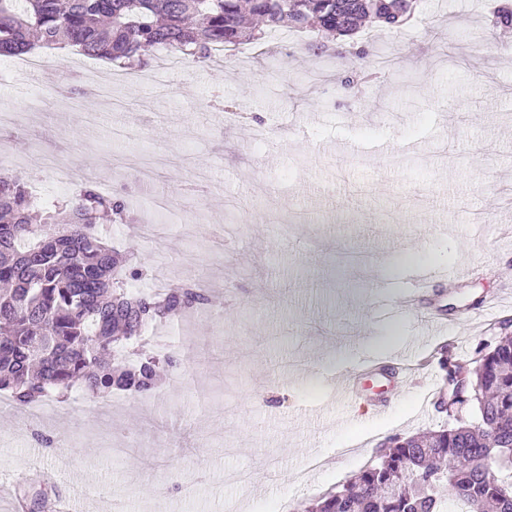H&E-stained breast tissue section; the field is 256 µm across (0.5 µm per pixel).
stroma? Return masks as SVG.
<instances>
[{
    "instance_id": "obj_1",
    "label": "stroma",
    "mask_w": 512,
    "mask_h": 512,
    "mask_svg": "<svg viewBox=\"0 0 512 512\" xmlns=\"http://www.w3.org/2000/svg\"><path fill=\"white\" fill-rule=\"evenodd\" d=\"M492 5L419 0L403 29L371 32L363 60L299 50L274 68L262 47L243 45L217 64L182 63L165 93L149 69L71 48L0 81L18 115L0 129L14 158L51 154L133 200L146 193L137 170L151 165L174 202H194L197 221L159 227L151 243L109 225L116 249L151 271L157 251L175 261L202 240L193 272L172 268L167 286L224 282L207 312L167 324L189 346L184 386L163 372L153 405L127 395L105 413L86 394L24 438L18 414L0 413V477L36 479L50 505L96 485L99 498L77 499L76 512H106L113 498L125 512H292L346 483L388 438L471 419L432 406L443 386L434 367L391 392L380 415L366 408L372 391L339 399L335 378L368 358L393 370L440 348L471 363L512 319L510 307L460 322L512 284V239L475 234L469 221L475 208L483 224L512 226V30L487 28ZM383 55L389 66L360 96L337 84V67ZM118 127L137 140L113 137ZM462 264L484 272L435 287L448 327L422 338L396 296L421 268ZM111 447L121 455L105 457ZM314 455L325 467L297 482Z\"/></svg>"
}]
</instances>
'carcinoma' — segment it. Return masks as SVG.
<instances>
[{
  "label": "carcinoma",
  "mask_w": 512,
  "mask_h": 512,
  "mask_svg": "<svg viewBox=\"0 0 512 512\" xmlns=\"http://www.w3.org/2000/svg\"><path fill=\"white\" fill-rule=\"evenodd\" d=\"M417 0H0V57L35 46L74 48L127 69L147 65L166 45L205 65L214 49L259 44L288 23L320 32L315 58H337L333 42L371 28L399 31ZM492 29L512 28V5L498 3ZM348 90L362 73L343 69ZM126 197L91 182L48 208L31 202L25 177L0 172V394L19 409L67 399L75 385L96 395L160 394L158 369L175 357L115 359L114 349L146 327L211 306L214 289L184 281L160 294L130 289L147 271L127 264L100 231L125 224ZM448 393L437 407L474 406L472 421L423 436L393 437L352 479L295 512H445L459 497L471 512H512V336H501L474 369L439 358Z\"/></svg>",
  "instance_id": "carcinoma-1"
}]
</instances>
